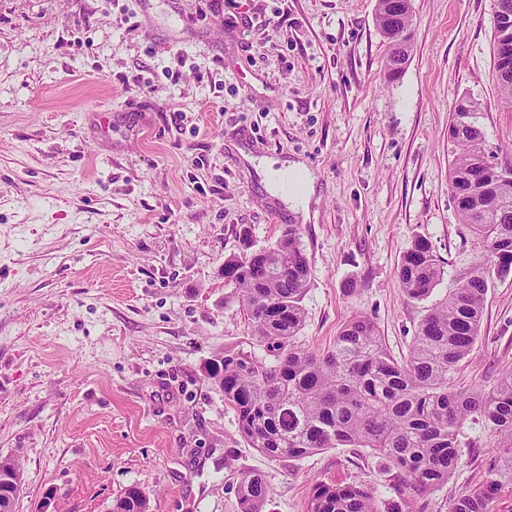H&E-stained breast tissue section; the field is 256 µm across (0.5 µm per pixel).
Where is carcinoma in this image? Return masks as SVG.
Instances as JSON below:
<instances>
[{"mask_svg":"<svg viewBox=\"0 0 512 512\" xmlns=\"http://www.w3.org/2000/svg\"><path fill=\"white\" fill-rule=\"evenodd\" d=\"M412 0H376L375 20L394 63L409 59ZM493 58L501 98L512 105V0H492ZM479 114L469 97L454 105L448 123V190L457 210L482 241L484 261L428 310L408 358L385 350L366 316L350 319L324 350L298 345L302 305L312 269L300 229L290 224L276 242L243 258L224 260V277L246 311L251 335L266 359L226 351L206 367L208 379L238 415L249 445L271 459L301 458L326 448H369L396 472L403 499L448 482L459 462V435L476 416L509 440L503 465L512 470V371L489 390L451 391L448 373L477 340L488 291L512 274V179L483 164V126L460 127L458 111ZM442 275L431 245L416 240L404 252L398 278L410 299L434 291ZM242 512H263L272 489L260 473L239 485ZM497 483L454 500L449 512H488ZM118 512H148L143 489L129 488ZM307 512H382L374 490L317 482Z\"/></svg>","mask_w":512,"mask_h":512,"instance_id":"obj_1","label":"carcinoma"}]
</instances>
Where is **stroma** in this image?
I'll use <instances>...</instances> for the list:
<instances>
[{"label": "stroma", "instance_id": "obj_1", "mask_svg": "<svg viewBox=\"0 0 512 512\" xmlns=\"http://www.w3.org/2000/svg\"><path fill=\"white\" fill-rule=\"evenodd\" d=\"M376 0H0V458L19 460L15 512H109L132 485L149 512H306L315 481L396 504L366 448L270 460L204 373L227 350L263 358L224 260L300 227L312 268L301 347L372 319L407 358L433 303L484 259L448 191L458 99L512 165V108L493 64L491 0H413L408 63L388 79ZM313 176L305 209L267 168ZM430 242L444 274L406 298L402 254ZM512 370V275L487 294L479 337L448 376L487 390ZM448 481L408 506L449 512L501 485V437L465 422ZM242 512H263L272 489L260 473L245 474L239 485Z\"/></svg>", "mask_w": 512, "mask_h": 512}]
</instances>
